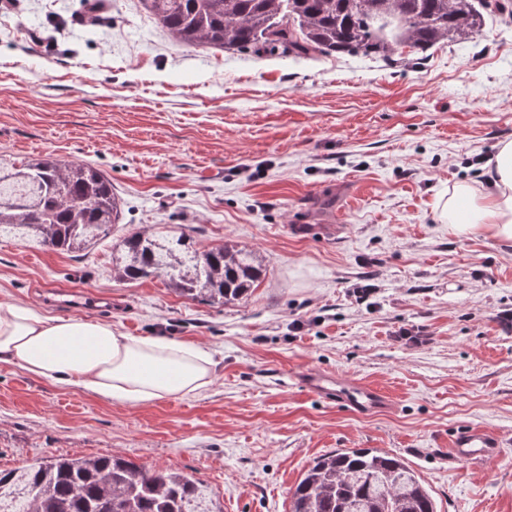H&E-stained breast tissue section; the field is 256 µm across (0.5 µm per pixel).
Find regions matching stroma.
<instances>
[{"instance_id":"1","label":"stroma","mask_w":512,"mask_h":512,"mask_svg":"<svg viewBox=\"0 0 512 512\" xmlns=\"http://www.w3.org/2000/svg\"><path fill=\"white\" fill-rule=\"evenodd\" d=\"M83 12L0 10V162L92 165L122 221L76 253L0 240V301L53 316L39 289L111 294V312L81 319L210 346L214 381L127 404L0 363V469L120 454L194 475L224 512H289L316 457L375 448L416 472L436 512H512V241L456 235L435 210L512 139V15L389 61L193 49L142 0H108L93 26ZM139 227L248 246L266 274L227 306L114 279L112 246ZM303 368L380 385L395 405L356 415L306 393ZM464 428L496 432L499 460L453 462Z\"/></svg>"}]
</instances>
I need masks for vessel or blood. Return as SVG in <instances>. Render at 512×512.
<instances>
[{
    "mask_svg": "<svg viewBox=\"0 0 512 512\" xmlns=\"http://www.w3.org/2000/svg\"><path fill=\"white\" fill-rule=\"evenodd\" d=\"M59 307L78 309L96 307L111 310L112 303L105 297H96L79 290H66L56 300ZM300 384L312 394L362 416L390 408L392 399L381 388L316 369L300 372ZM456 461L462 464H486L501 454V441L494 432L471 428L458 433L451 448Z\"/></svg>",
    "mask_w": 512,
    "mask_h": 512,
    "instance_id": "1",
    "label": "vessel or blood"
}]
</instances>
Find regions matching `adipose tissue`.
<instances>
[{
    "instance_id": "adipose-tissue-1",
    "label": "adipose tissue",
    "mask_w": 512,
    "mask_h": 512,
    "mask_svg": "<svg viewBox=\"0 0 512 512\" xmlns=\"http://www.w3.org/2000/svg\"><path fill=\"white\" fill-rule=\"evenodd\" d=\"M491 185L468 183L438 198L441 223L460 236L483 231L512 240V140L490 170ZM0 362L121 403L200 395L213 382L209 347L166 336H132L108 322L60 318L23 302L0 303Z\"/></svg>"
}]
</instances>
